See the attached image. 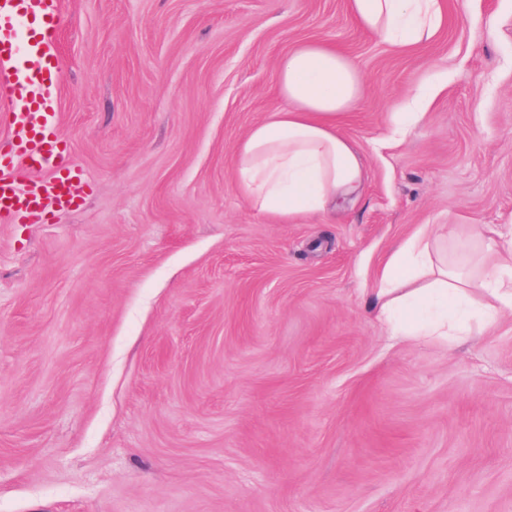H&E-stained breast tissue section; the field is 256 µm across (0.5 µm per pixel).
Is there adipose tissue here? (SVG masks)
Here are the masks:
<instances>
[{
  "label": "adipose tissue",
  "instance_id": "1",
  "mask_svg": "<svg viewBox=\"0 0 512 512\" xmlns=\"http://www.w3.org/2000/svg\"><path fill=\"white\" fill-rule=\"evenodd\" d=\"M358 26L396 46L429 40L442 22L438 0H348ZM368 85L354 61L333 46L301 42L278 63L282 108L254 124L235 147L237 188L259 213L294 224L333 213L357 195L365 170L341 125ZM512 237L502 224L491 237L456 226L418 228L377 276L376 313L394 336H428L449 344L471 335V321L491 327L512 316V252L493 251Z\"/></svg>",
  "mask_w": 512,
  "mask_h": 512
}]
</instances>
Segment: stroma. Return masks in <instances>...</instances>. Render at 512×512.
I'll return each instance as SVG.
<instances>
[{"label": "stroma", "mask_w": 512, "mask_h": 512, "mask_svg": "<svg viewBox=\"0 0 512 512\" xmlns=\"http://www.w3.org/2000/svg\"><path fill=\"white\" fill-rule=\"evenodd\" d=\"M347 0H62L73 211L0 216V512H512V321L449 349L369 308L422 224H512V0L396 48ZM344 50L358 195L283 224L233 151L279 59ZM422 118L396 112L417 89Z\"/></svg>", "instance_id": "stroma-1"}]
</instances>
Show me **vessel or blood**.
Here are the masks:
<instances>
[{"label": "vessel or blood", "mask_w": 512, "mask_h": 512, "mask_svg": "<svg viewBox=\"0 0 512 512\" xmlns=\"http://www.w3.org/2000/svg\"><path fill=\"white\" fill-rule=\"evenodd\" d=\"M60 16V0H0V77L10 76L21 111L16 142L0 147V214L17 219L49 202L71 207L79 192L80 171L57 132Z\"/></svg>", "instance_id": "vessel-or-blood-1"}]
</instances>
